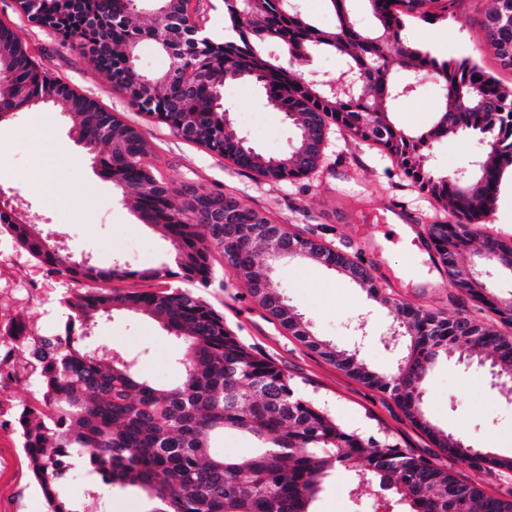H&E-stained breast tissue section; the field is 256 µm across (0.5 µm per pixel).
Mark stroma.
<instances>
[{
	"instance_id": "stroma-1",
	"label": "stroma",
	"mask_w": 512,
	"mask_h": 512,
	"mask_svg": "<svg viewBox=\"0 0 512 512\" xmlns=\"http://www.w3.org/2000/svg\"><path fill=\"white\" fill-rule=\"evenodd\" d=\"M491 5L492 0H454L446 20L435 25L410 22L402 36L442 58L471 57L510 87L512 68L501 63L479 27ZM0 22L21 36L41 67L95 99L106 111L141 128L152 147L151 161L164 182L232 194L272 223L287 225L291 231L322 241L355 260L370 261L377 286L390 298L447 317L464 309L478 322L496 326V318L478 310L468 297L449 302L448 272L429 242L427 227L447 221L450 214L443 203L412 186L396 161L378 146L332 126L325 133L322 159L314 173L299 181H272L184 140L139 111L105 73L57 33L29 22L16 0H0ZM224 102L235 130L257 152L278 157L292 149L297 128L284 113L271 109L257 87L226 84ZM443 102L439 87L425 83L396 100L391 116L404 129H422L430 125ZM71 126L59 106L25 109L0 124V189L12 197L20 219L50 233L70 253L91 257L104 268L118 258L140 268L168 263L170 244L159 228L139 222L131 205L133 190L115 188L99 174L75 143ZM476 154L473 138L458 133L436 144L428 163L466 181L474 173ZM48 166L55 177L49 192L39 187ZM502 181L495 206L479 234L508 241L512 240V174L504 173ZM0 264L21 269L52 310L50 316H42V309L30 304L12 282L1 279L0 320L19 313L32 329L56 330L65 320V310L58 303L60 283L47 276L42 265L4 231L0 232ZM214 266L224 285L211 289L208 301L223 312L247 343L274 359L304 397L318 402L344 428L366 435H390L402 447L451 465L461 482L478 484L494 497L512 495V471H475L450 461L387 393L351 376L282 328L250 297L246 285L229 274L223 256H216ZM270 275L315 336L339 349H358L360 359L377 373L396 371L400 350L380 340L390 320L365 289L314 261L285 259L273 264ZM361 314L367 317L368 338L360 345L351 322ZM100 336L124 351H143L137 368L155 382L171 384L180 379L177 360L181 344L154 319L117 313L106 321ZM424 412L437 428L497 455L512 456V394L494 388L489 366L445 357L434 360L426 377ZM379 499L374 487H354L334 474L325 481L313 509L378 512ZM0 512H45L19 433L2 419Z\"/></svg>"
}]
</instances>
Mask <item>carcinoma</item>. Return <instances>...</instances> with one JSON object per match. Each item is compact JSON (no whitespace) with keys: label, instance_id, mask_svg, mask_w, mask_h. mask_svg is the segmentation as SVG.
I'll use <instances>...</instances> for the list:
<instances>
[{"label":"carcinoma","instance_id":"cac0c4a2","mask_svg":"<svg viewBox=\"0 0 512 512\" xmlns=\"http://www.w3.org/2000/svg\"><path fill=\"white\" fill-rule=\"evenodd\" d=\"M143 0H17L28 20L50 28L105 72L130 103L183 139L216 152L235 165L274 181L306 177L321 157L327 125L378 145L394 157L405 176L446 204L453 220L427 225L431 243L452 287L512 328V303L479 277L465 276L464 255L509 272L512 242L477 238L475 224L488 215L512 167V87H503L468 57L440 59L403 40L410 19L427 24L447 17V0H368L370 30L353 18L349 0H329L336 23L313 24L290 0H223L224 36L203 31L190 0H153L152 25L134 17ZM481 30L497 57L512 67V0H495ZM168 58L167 69L148 76L137 65L145 39ZM280 48L272 55L268 45ZM331 52L344 70L362 77L355 96L335 95L317 77L285 59ZM437 84L445 106L425 129L407 131L386 106L405 85L398 72ZM255 84L275 110L297 123L300 137L279 158L264 159L243 142L225 115L224 84ZM67 105L75 142L92 156L113 185L137 190L140 220L161 229L174 249L173 263L137 268L116 260L102 268L76 258L40 229L19 221L14 206H0V229L40 262L51 277L81 287L60 298L68 317L57 331L43 334L13 320L4 335L26 359L35 380L34 399L15 416L32 475L45 499V512H97L100 491L136 487L146 512H313L324 478L341 473L350 483L367 482L386 504L402 512H512V496L495 498L475 484L389 436L376 438L346 430L317 402L301 396L296 384L269 356L244 341L205 293L216 281L213 249L222 251L233 276L281 326L364 383L390 394L408 419L450 458L476 471H512L501 457L436 428L425 416L423 397L430 363L455 352L489 363L512 377V339L468 314L453 318L397 303L381 294L370 271L324 243L294 233L284 224L242 205L229 194L202 187L166 184L149 161L142 132L102 109L43 69L22 38L0 23V121L29 107ZM472 136L479 146L475 177L468 183L424 164L425 152L450 133ZM277 246L299 259H316L346 273L386 308L401 333L406 354L397 371L378 375L348 352L305 331L279 288L258 272ZM147 289L117 288L128 280ZM127 310L152 317L183 343L181 378L155 383L136 370L139 356L90 337L99 321ZM227 430L252 436L256 451L229 457L211 451ZM83 471L84 501L67 495L70 466Z\"/></svg>","mask_w":512,"mask_h":512}]
</instances>
